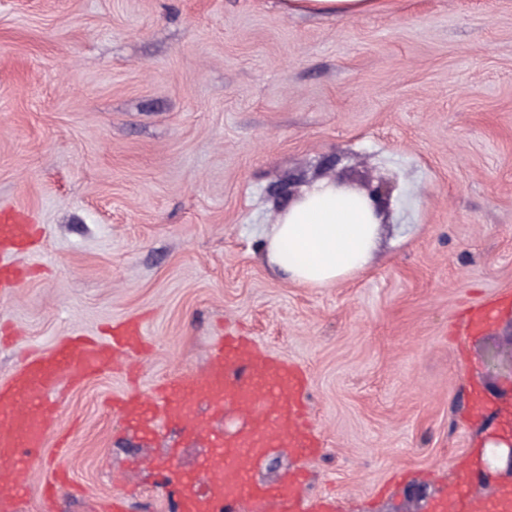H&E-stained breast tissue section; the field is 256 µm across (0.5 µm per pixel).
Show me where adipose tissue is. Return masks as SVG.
<instances>
[{
	"label": "adipose tissue",
	"mask_w": 512,
	"mask_h": 512,
	"mask_svg": "<svg viewBox=\"0 0 512 512\" xmlns=\"http://www.w3.org/2000/svg\"><path fill=\"white\" fill-rule=\"evenodd\" d=\"M285 13L359 17L380 0H281ZM380 219L361 194L321 178L283 207L264 234L268 262L295 284L325 288L367 266Z\"/></svg>",
	"instance_id": "ef3b65f1"
}]
</instances>
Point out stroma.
<instances>
[{
    "label": "stroma",
    "mask_w": 512,
    "mask_h": 512,
    "mask_svg": "<svg viewBox=\"0 0 512 512\" xmlns=\"http://www.w3.org/2000/svg\"><path fill=\"white\" fill-rule=\"evenodd\" d=\"M393 186L363 272L288 282L261 251L275 185L324 158ZM34 218L24 281L0 298V383L69 331L142 319L140 395L209 366L246 327L302 366L325 439L309 497L336 512H475L460 478L512 422V0H383L352 19L279 0H0V208ZM493 320L457 331L460 312ZM106 371L54 397L6 512H170L160 468L202 440L147 442ZM70 479L53 502L54 471Z\"/></svg>",
    "instance_id": "35a3bbf8"
}]
</instances>
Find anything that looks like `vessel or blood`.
<instances>
[{
    "label": "vessel or blood",
    "mask_w": 512,
    "mask_h": 512,
    "mask_svg": "<svg viewBox=\"0 0 512 512\" xmlns=\"http://www.w3.org/2000/svg\"><path fill=\"white\" fill-rule=\"evenodd\" d=\"M34 226L28 215L0 209V296H11L21 284L14 255L31 246ZM147 347L143 326L122 322L104 340L74 334L49 350L26 358L9 383L0 385V459L26 462L46 444L57 418L51 397L61 381L79 385L124 362ZM309 380L297 364L263 350L254 337L225 332L215 346L209 368L159 385L151 400L128 395L112 400V409L128 427L148 438L161 426L200 428L204 413L232 409L243 420L233 434L211 431L209 451L199 472L209 480L208 496L194 490L193 478L182 480L177 512H334L326 499L307 501L308 481L299 469L273 486L253 482L252 464L268 449L285 448L305 459L319 455L318 433L306 418Z\"/></svg>",
    "instance_id": "b4317fda"
}]
</instances>
